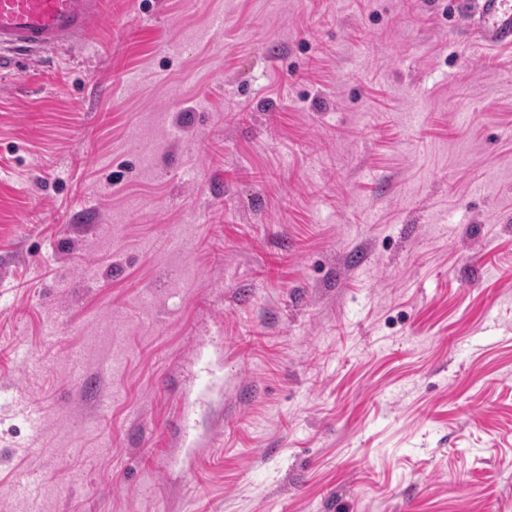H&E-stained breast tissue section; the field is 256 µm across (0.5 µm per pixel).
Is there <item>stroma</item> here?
<instances>
[{"label":"stroma","instance_id":"obj_1","mask_svg":"<svg viewBox=\"0 0 512 512\" xmlns=\"http://www.w3.org/2000/svg\"><path fill=\"white\" fill-rule=\"evenodd\" d=\"M0 512H512V48L105 0L0 70Z\"/></svg>","mask_w":512,"mask_h":512}]
</instances>
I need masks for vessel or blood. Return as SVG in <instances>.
Instances as JSON below:
<instances>
[{"label": "vessel or blood", "instance_id": "vessel-or-blood-1", "mask_svg": "<svg viewBox=\"0 0 512 512\" xmlns=\"http://www.w3.org/2000/svg\"><path fill=\"white\" fill-rule=\"evenodd\" d=\"M103 0H0V54L73 47L89 34ZM463 27L478 44H512V0H460Z\"/></svg>", "mask_w": 512, "mask_h": 512}]
</instances>
